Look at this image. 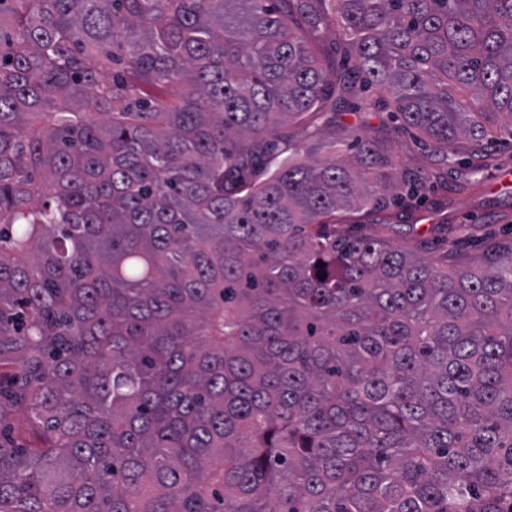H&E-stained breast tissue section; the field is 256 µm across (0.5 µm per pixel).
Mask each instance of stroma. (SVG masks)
<instances>
[{
    "mask_svg": "<svg viewBox=\"0 0 512 512\" xmlns=\"http://www.w3.org/2000/svg\"><path fill=\"white\" fill-rule=\"evenodd\" d=\"M369 96L374 106L349 108L340 116L342 124L383 131L400 167L422 175L437 172L424 136L398 122L390 107L378 104V91H370ZM492 152L496 164L487 169L469 171L459 162H449L447 193L427 194L414 210L419 238H431L433 225L447 223L440 247L456 245L459 255L469 261L483 251L479 235L512 238V140L497 142Z\"/></svg>",
    "mask_w": 512,
    "mask_h": 512,
    "instance_id": "stroma-1",
    "label": "stroma"
}]
</instances>
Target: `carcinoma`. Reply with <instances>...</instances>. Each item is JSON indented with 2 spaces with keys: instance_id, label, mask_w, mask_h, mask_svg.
Wrapping results in <instances>:
<instances>
[{
  "instance_id": "carcinoma-1",
  "label": "carcinoma",
  "mask_w": 512,
  "mask_h": 512,
  "mask_svg": "<svg viewBox=\"0 0 512 512\" xmlns=\"http://www.w3.org/2000/svg\"><path fill=\"white\" fill-rule=\"evenodd\" d=\"M322 2L0 0V512H512V242L288 132L371 83L485 165L512 0Z\"/></svg>"
}]
</instances>
